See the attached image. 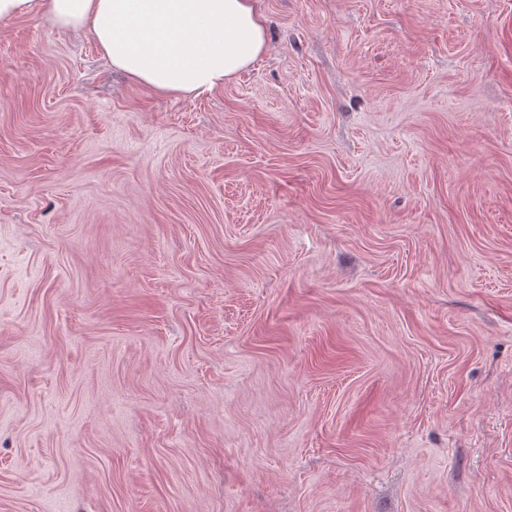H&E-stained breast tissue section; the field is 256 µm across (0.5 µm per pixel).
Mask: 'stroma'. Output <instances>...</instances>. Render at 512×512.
<instances>
[{
	"label": "stroma",
	"mask_w": 512,
	"mask_h": 512,
	"mask_svg": "<svg viewBox=\"0 0 512 512\" xmlns=\"http://www.w3.org/2000/svg\"><path fill=\"white\" fill-rule=\"evenodd\" d=\"M158 95L0 24V512H512V0H259Z\"/></svg>",
	"instance_id": "obj_1"
}]
</instances>
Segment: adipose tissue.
<instances>
[{
  "mask_svg": "<svg viewBox=\"0 0 512 512\" xmlns=\"http://www.w3.org/2000/svg\"><path fill=\"white\" fill-rule=\"evenodd\" d=\"M31 15L88 32L114 69L173 97L222 88L267 50L256 0H0V23Z\"/></svg>",
  "mask_w": 512,
  "mask_h": 512,
  "instance_id": "adipose-tissue-1",
  "label": "adipose tissue"
}]
</instances>
